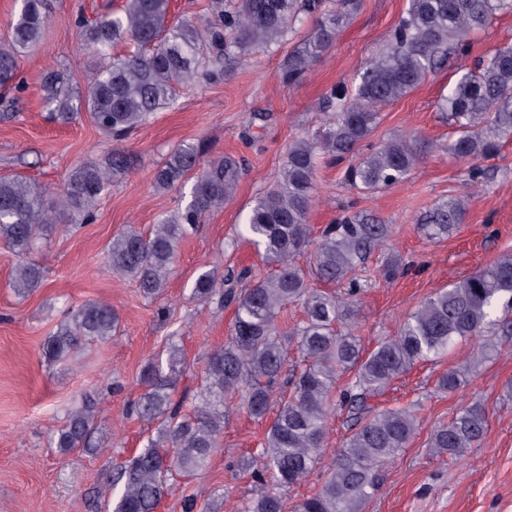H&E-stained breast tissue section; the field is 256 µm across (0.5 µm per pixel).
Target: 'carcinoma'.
Here are the masks:
<instances>
[{
  "label": "carcinoma",
  "instance_id": "obj_1",
  "mask_svg": "<svg viewBox=\"0 0 512 512\" xmlns=\"http://www.w3.org/2000/svg\"><path fill=\"white\" fill-rule=\"evenodd\" d=\"M359 8V0H211L210 16L168 22V0H126L123 13H102L81 25L86 48L96 58L85 76V94L73 96L63 78L43 79L42 98L55 120L66 123L85 111L115 142L125 141L157 110L173 103L179 88L218 81L224 66L238 64L258 48L280 46L296 25L311 17L309 34L288 50L281 78L305 80L329 51L336 34ZM499 11H512V0H407L385 51L368 58L350 87L333 86L324 103L336 106L323 126L295 140L276 184L259 197L243 224L248 241L263 249L269 274H237L249 280L237 290L216 286V274L203 270L194 279L192 298L234 307L224 346L211 352L204 386L189 411L173 400L186 368L176 344L165 357L144 366L143 392L130 412L158 423V435L137 454L115 467L100 491L102 512H156L167 477H191L220 447L224 423L234 409L263 419L272 408V393L296 348L302 365L292 368L288 398L277 405L261 449L249 466L257 467L256 484L241 512H285V491L315 468L324 453L326 422L334 410L333 392L342 376L351 410L364 411L353 433L336 449L320 490L304 498L294 512H363L378 489L382 468L406 447L418 428L409 407L364 410L365 398L389 387L417 362L439 358L458 340L481 337L495 326L512 328V253L448 284L425 298L392 336L364 348L352 318L359 294L357 273L372 255L389 247L392 225L379 217L346 210L313 235L308 215L315 202V174L322 159L345 162L343 180L367 195L404 182L423 158V143L413 135L373 143L380 108L418 88L452 57L464 56L469 37ZM46 27L43 0H22L10 20L8 38L0 43V87L19 91L18 55L40 45ZM126 43L122 54L112 50ZM452 139L448 154L467 165L472 183L491 180L483 162L497 156L512 140V46L493 49L475 68L460 70L440 103ZM203 141L186 142L167 154L154 172L153 185L170 190L192 183L189 201L164 215L147 235L129 228L112 237L105 260L112 273L134 279L142 294L160 297L179 245L197 234L207 215L224 206L243 174L242 159L209 155ZM136 157L117 149L102 163L73 168L58 195L17 175L0 176V243L25 254L64 214L75 227L89 224L112 176L134 167ZM467 202L449 196L432 204L416 220L429 240L445 239L465 222ZM310 254V268L298 259ZM402 257L390 250L380 276L391 282L405 273ZM43 267L32 259L18 263L9 286L21 297L43 282ZM345 287V297L314 289L310 276ZM302 304L304 318L286 325L282 310ZM119 317L112 305L89 301L69 307L42 345L50 363L64 362L91 340L112 337ZM465 382V371L451 369L437 386L452 392ZM488 431L485 407L475 401L432 435L436 452L460 455ZM95 404L79 403L52 436L50 445L63 455L103 445Z\"/></svg>",
  "mask_w": 512,
  "mask_h": 512
}]
</instances>
